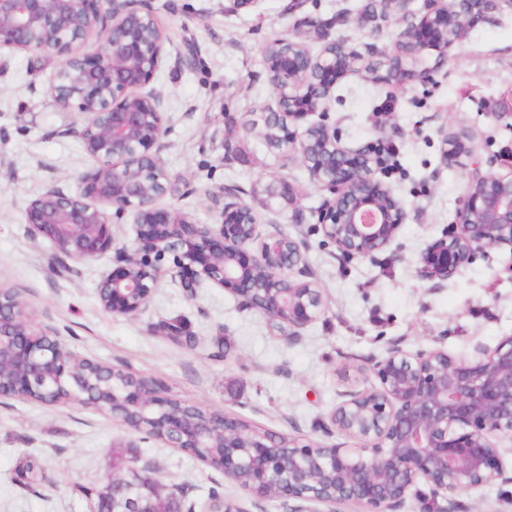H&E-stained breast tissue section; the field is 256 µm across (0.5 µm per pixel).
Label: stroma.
Returning <instances> with one entry per match:
<instances>
[{
  "mask_svg": "<svg viewBox=\"0 0 512 512\" xmlns=\"http://www.w3.org/2000/svg\"><path fill=\"white\" fill-rule=\"evenodd\" d=\"M164 28L167 55L149 88L166 116L158 156L169 177L157 207L196 224L222 221L226 193L248 204L258 232L301 243L308 280L322 296L317 318L297 338L284 339L262 313L229 291L206 283L186 299L164 276L149 306L130 315L106 312L97 289L113 267L111 254L86 261L54 255L35 238L25 211L54 187L76 192L95 167L76 131L79 113L56 108L46 95L57 59L25 50L0 52V288L18 293L30 317L49 325L76 354L123 364L153 377L168 396L229 414L252 426L331 445L323 424L345 391L362 387L363 370L399 348L441 347L471 359L512 334V249L492 248L446 280L419 275L421 256L455 222L468 186L461 163L445 159V136L468 130L482 170L499 171L512 152V8L488 9L466 26L445 61L423 51L432 88L414 82L379 95L380 83L354 66L331 91L328 115L344 147L393 148L398 167L376 176L400 201L404 218L392 246L371 259H350L327 241L315 213L326 194L312 183L297 154L266 148L246 128L275 106L262 54L275 36L302 42L319 55L323 40L309 27L340 9L359 15L367 0H139ZM406 24H386L382 37L349 25L339 38L362 59H382ZM293 189L277 195L280 183ZM178 318L198 338L190 349L162 326ZM230 348L211 358L216 338ZM136 450L139 466L166 486L182 487L203 507L211 491L244 512H292L254 497L193 454L144 437L123 422L73 404L42 405L0 398V512H89L82 495L111 469V451ZM37 458L46 480L27 485L16 475L23 455ZM502 479L457 496L455 512H512V447L501 451Z\"/></svg>",
  "mask_w": 512,
  "mask_h": 512,
  "instance_id": "stroma-1",
  "label": "stroma"
}]
</instances>
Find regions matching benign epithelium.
Masks as SVG:
<instances>
[{
  "label": "benign epithelium",
  "mask_w": 512,
  "mask_h": 512,
  "mask_svg": "<svg viewBox=\"0 0 512 512\" xmlns=\"http://www.w3.org/2000/svg\"><path fill=\"white\" fill-rule=\"evenodd\" d=\"M483 10L473 0H455L451 7L444 0H427L425 10L411 16L400 43L416 53L436 51L444 59L466 24ZM2 49L57 58L47 95L58 107L84 116L78 137L99 165L82 176L74 195L46 189L29 203L25 221L57 256L87 260L115 253L116 268L99 284L110 292L112 313L147 308L167 271L189 299L204 281L230 291L246 306L288 326L287 340L317 317L319 292L301 293L289 277L304 267L300 243L283 235L259 239L256 225L240 223L242 202L224 203L220 224H194L156 207L167 192L168 177L150 150L165 133L166 119L159 98L146 86L166 55V39L151 10L135 0H0ZM356 56L347 43L336 40L328 41L317 58L305 47L284 54L277 64L276 101L290 98L303 85V95L319 111ZM385 58L376 70L379 80L428 82L426 70H407L392 55ZM272 116L282 127L280 148L297 152L313 184L329 193L317 212L323 235L349 258H373L390 248L403 208L376 178L372 149L341 146L336 129L323 121L300 133L287 128V121L303 118V112L278 107L265 113L262 122ZM447 142V159L470 153L464 135H452ZM110 208L134 214L133 249L114 247ZM503 246L512 249V165L502 174L484 172L477 163L469 172L456 224L426 247L420 275L447 279L487 250ZM258 268L272 273L275 284L261 300L246 281ZM9 317L16 328L0 332V363L11 367L14 391L71 375L68 355L44 341L51 328L34 323L21 299L12 303ZM370 372L376 383L344 394L329 416L330 427L359 441L358 447L290 437L284 451L243 435L237 419L226 416L216 422L224 428V477L236 483L246 472L245 490L260 499L274 484L285 487L286 500L304 503L296 512H318L320 505L395 512L422 481L446 502L439 512H451L456 495L504 476L501 443L512 442V335L476 359L454 358L441 348L413 354L396 349ZM147 396L160 410V431L181 433L180 417L168 411L169 398L145 375L134 376L125 387L120 410L100 411L128 424ZM210 430L209 425L200 427L190 441L164 444L191 451L204 445ZM125 489V512H155L149 495L131 484Z\"/></svg>",
  "instance_id": "obj_1"
}]
</instances>
